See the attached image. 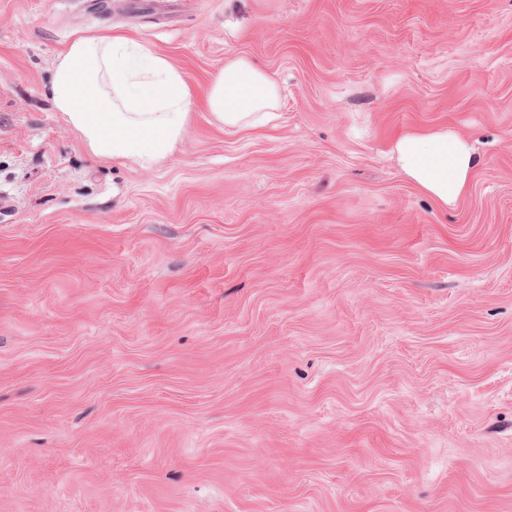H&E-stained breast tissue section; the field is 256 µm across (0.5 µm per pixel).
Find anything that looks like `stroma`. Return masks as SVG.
<instances>
[{"mask_svg":"<svg viewBox=\"0 0 512 512\" xmlns=\"http://www.w3.org/2000/svg\"><path fill=\"white\" fill-rule=\"evenodd\" d=\"M135 3L0 0V512H512V0ZM108 29L192 88L149 170L48 96ZM236 54L266 127L202 105ZM392 154L406 178L445 208L465 194L477 164L471 140L448 127L404 131Z\"/></svg>","mask_w":512,"mask_h":512,"instance_id":"obj_1","label":"stroma"}]
</instances>
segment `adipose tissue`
<instances>
[{
    "instance_id": "ef3b65f1",
    "label": "adipose tissue",
    "mask_w": 512,
    "mask_h": 512,
    "mask_svg": "<svg viewBox=\"0 0 512 512\" xmlns=\"http://www.w3.org/2000/svg\"><path fill=\"white\" fill-rule=\"evenodd\" d=\"M50 98L94 156L149 169L184 136L192 91L166 57L114 32L78 37L57 54ZM279 100L275 80L236 55L225 59L204 107L215 124L243 130L266 125ZM392 153L406 178L444 207L465 194L477 164L471 140L449 128L404 131Z\"/></svg>"
}]
</instances>
